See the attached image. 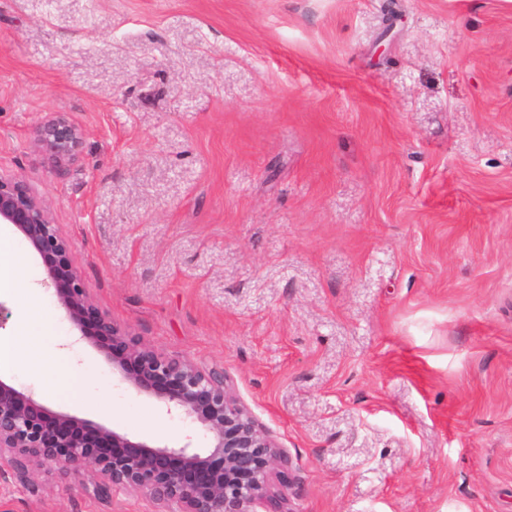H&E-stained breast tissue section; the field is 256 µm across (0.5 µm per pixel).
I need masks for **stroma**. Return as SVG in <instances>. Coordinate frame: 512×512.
Wrapping results in <instances>:
<instances>
[{
    "label": "stroma",
    "mask_w": 512,
    "mask_h": 512,
    "mask_svg": "<svg viewBox=\"0 0 512 512\" xmlns=\"http://www.w3.org/2000/svg\"><path fill=\"white\" fill-rule=\"evenodd\" d=\"M0 0V174L47 203L94 305L222 372L291 512H512V0ZM84 130L74 162L33 144ZM0 380L178 445L123 383ZM88 468L0 512H158ZM83 140L81 126L62 115L45 117L36 127L33 144L63 166L79 155Z\"/></svg>",
    "instance_id": "35a3bbf8"
}]
</instances>
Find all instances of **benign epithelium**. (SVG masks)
Instances as JSON below:
<instances>
[{
  "label": "benign epithelium",
  "instance_id": "7a95c632",
  "mask_svg": "<svg viewBox=\"0 0 512 512\" xmlns=\"http://www.w3.org/2000/svg\"><path fill=\"white\" fill-rule=\"evenodd\" d=\"M83 140L81 126L62 115L44 118L33 144L63 166L74 161ZM0 224H12L43 258L44 283L79 331L94 323L112 339L108 357L122 380L153 394L167 411L184 412L206 433L210 446H195L187 435L178 446L133 442L104 426H90L55 412L0 380V462L26 475L51 467L61 473L91 467L99 488L140 490L178 512H291L273 501L271 479L281 463L278 446L257 428L228 393L224 374L204 372L192 363L164 356L99 311L82 286L65 240L44 201L24 181L0 174Z\"/></svg>",
  "mask_w": 512,
  "mask_h": 512
}]
</instances>
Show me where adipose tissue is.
Masks as SVG:
<instances>
[{"mask_svg":"<svg viewBox=\"0 0 512 512\" xmlns=\"http://www.w3.org/2000/svg\"><path fill=\"white\" fill-rule=\"evenodd\" d=\"M10 292L32 306H39L36 289L29 285V273L22 247L12 238L9 229L0 227V293ZM38 335L51 346L53 354L34 359L27 353L23 339ZM67 337L57 333L51 315H35L24 322L20 334L0 336V371H24L37 377L54 373L65 380L76 379L72 352L67 349Z\"/></svg>","mask_w":512,"mask_h":512,"instance_id":"ef3b65f1","label":"adipose tissue"}]
</instances>
